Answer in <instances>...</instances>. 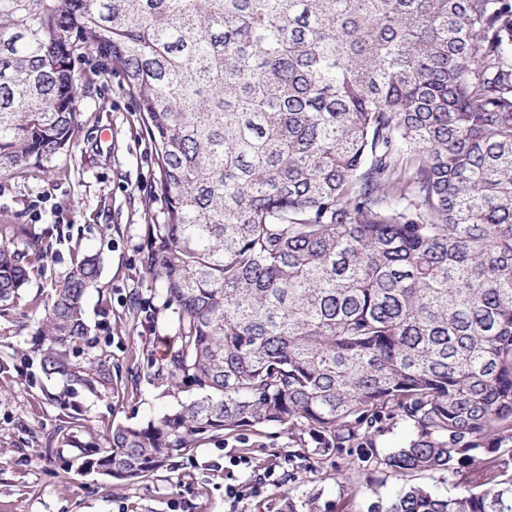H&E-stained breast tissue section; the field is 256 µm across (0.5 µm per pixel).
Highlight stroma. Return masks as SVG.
<instances>
[{
	"instance_id": "1",
	"label": "stroma",
	"mask_w": 512,
	"mask_h": 512,
	"mask_svg": "<svg viewBox=\"0 0 512 512\" xmlns=\"http://www.w3.org/2000/svg\"><path fill=\"white\" fill-rule=\"evenodd\" d=\"M74 75L81 125L70 147L0 177V242L24 249L11 230L24 224L50 247L20 299L0 313V512H228V484L241 493L237 512H284L290 496L308 512L387 505L402 480L381 470L350 492L334 462L309 472V459L277 434L249 450L235 441L202 444L137 483L67 470L66 461L104 447L114 425L145 422L187 398L159 375L177 309L141 264L146 228L165 206L151 143L122 75L107 60L87 53ZM84 251L98 254L101 270L85 298L90 340L72 360L112 372L92 391L20 362L38 348V322L54 283ZM270 470L279 486L254 493Z\"/></svg>"
}]
</instances>
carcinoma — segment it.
<instances>
[{"mask_svg":"<svg viewBox=\"0 0 512 512\" xmlns=\"http://www.w3.org/2000/svg\"><path fill=\"white\" fill-rule=\"evenodd\" d=\"M89 51L152 143L142 263L178 309L165 380L192 397L80 468L139 482L277 429L368 478H457L373 512H512V0H0V176L70 146ZM31 270L0 244L1 305ZM98 276L85 254L55 285L41 374L111 376L70 353ZM394 420L404 446L352 457Z\"/></svg>","mask_w":512,"mask_h":512,"instance_id":"1","label":"carcinoma"}]
</instances>
